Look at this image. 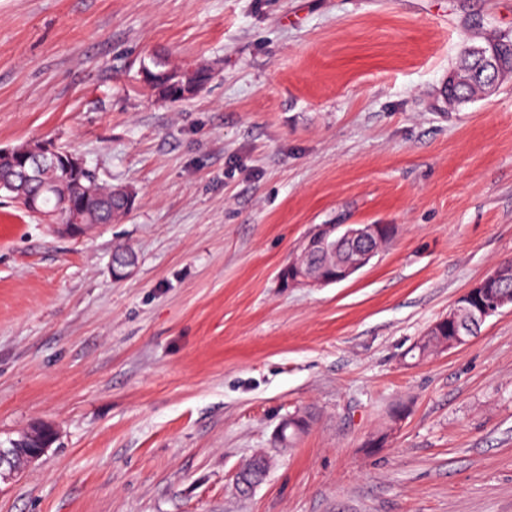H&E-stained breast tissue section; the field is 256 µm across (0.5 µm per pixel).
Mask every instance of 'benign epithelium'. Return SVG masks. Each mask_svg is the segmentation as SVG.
Instances as JSON below:
<instances>
[{
    "label": "benign epithelium",
    "mask_w": 512,
    "mask_h": 512,
    "mask_svg": "<svg viewBox=\"0 0 512 512\" xmlns=\"http://www.w3.org/2000/svg\"><path fill=\"white\" fill-rule=\"evenodd\" d=\"M68 157L77 170H86L82 158L75 157L68 151L58 147L52 142L45 141L39 155L28 158L24 163V171L39 177L44 168L56 165L57 160ZM59 209L69 213L64 222L56 223L59 231L65 235L74 233L78 228L75 224V215L78 208L69 200H62ZM391 236L388 224H317L313 230L301 241L297 252L288 265L280 271L281 281L290 286H306L322 288L348 280L358 271L366 267L376 256L378 249H363L361 244L373 240L384 243ZM352 247V253L336 260L335 270L328 273L321 269L314 273L303 266L302 258L310 252H337L343 243ZM505 277V270L499 266L472 288L460 295L448 314L442 317L431 329L436 330L442 325L454 328L452 339L443 344L446 349L462 346L468 342V329L457 325V315L465 310L470 316L471 323L480 325L491 316L499 313L509 305V301L499 294H494L489 304L479 302V299L490 293L491 286ZM54 435L51 427L39 424L22 433L18 438L10 440L9 444H0V482L9 480L20 473L21 468L38 460L47 451L45 437Z\"/></svg>",
    "instance_id": "benign-epithelium-1"
}]
</instances>
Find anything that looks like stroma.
I'll return each mask as SVG.
<instances>
[{"instance_id":"1","label":"stroma","mask_w":512,"mask_h":512,"mask_svg":"<svg viewBox=\"0 0 512 512\" xmlns=\"http://www.w3.org/2000/svg\"><path fill=\"white\" fill-rule=\"evenodd\" d=\"M485 34L512 0H0V147L135 195L71 236L0 197V441L55 431L0 512H512V309L413 355L512 259V79L438 96ZM153 57L210 78L168 100ZM316 224L395 232L283 287ZM39 155L29 157L24 163L23 172H33L32 178H38L43 172L44 168H51L56 165L57 160L63 156H67L76 170L88 171L86 165L81 157L75 158L65 149L55 145L53 142L43 141Z\"/></svg>"}]
</instances>
